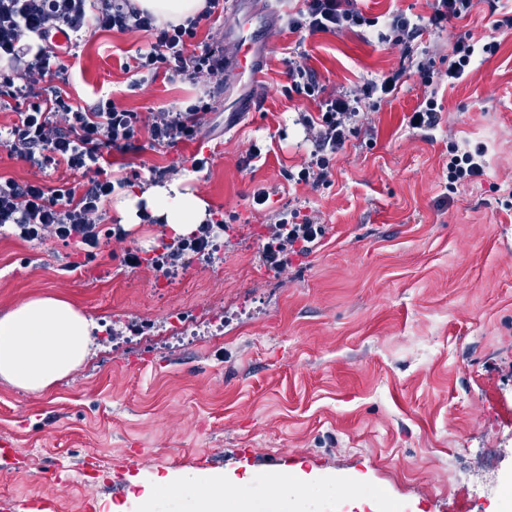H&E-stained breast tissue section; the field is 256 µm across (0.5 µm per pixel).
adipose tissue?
<instances>
[{
	"instance_id": "obj_1",
	"label": "adipose tissue",
	"mask_w": 512,
	"mask_h": 512,
	"mask_svg": "<svg viewBox=\"0 0 512 512\" xmlns=\"http://www.w3.org/2000/svg\"><path fill=\"white\" fill-rule=\"evenodd\" d=\"M122 223H140L141 211L166 224L176 237L193 234L209 217L208 203L183 180L126 195L115 205ZM95 321L65 299L43 295L26 299L0 316V379L32 395L47 393L86 360ZM239 479L220 473L170 472L144 483L134 502L138 512H288L293 491L284 477L270 478L263 502L238 490Z\"/></svg>"
}]
</instances>
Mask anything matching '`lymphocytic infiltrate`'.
Here are the masks:
<instances>
[{
  "mask_svg": "<svg viewBox=\"0 0 512 512\" xmlns=\"http://www.w3.org/2000/svg\"><path fill=\"white\" fill-rule=\"evenodd\" d=\"M219 4L220 0H206L203 10L183 23L161 25L131 0H0V106L12 100L24 103L16 121L0 128V145L38 172L63 165L89 177L80 192L65 182L50 187L37 180L21 183L0 177V228L25 242L58 239L92 258L105 221L102 203L115 190L107 173L111 153L136 151L144 137L157 147L196 139L213 110L212 102L201 98L183 108L158 109L146 119L104 98L91 107L74 105L51 83L63 64L59 55L45 50L44 39L62 32L76 47L90 26L101 31H143L152 42L149 48L137 50L132 65L142 79H154L163 72L220 86L224 83L223 48L208 46L198 52L190 48ZM476 6V0H437L426 18L394 14L378 40L399 48L403 56H413L425 27L438 29L445 22L467 18ZM376 24L358 8L357 0H303L288 27L314 35ZM400 79L396 72L358 90L330 93L313 70L289 57L286 93L316 101L318 111L298 115L314 148L299 171L285 172V179L297 185L327 182L331 160L353 132L367 100L391 94ZM225 230L223 220H213L199 225L192 236L167 243L164 253L153 261L154 270L169 272L170 260L179 256L211 261ZM324 234V225L313 217L290 211L274 225L262 256L273 269L285 270L291 255L310 253Z\"/></svg>",
  "mask_w": 512,
  "mask_h": 512,
  "instance_id": "obj_1",
  "label": "lymphocytic infiltrate"
}]
</instances>
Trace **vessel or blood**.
Returning <instances> with one entry per match:
<instances>
[{
	"mask_svg": "<svg viewBox=\"0 0 512 512\" xmlns=\"http://www.w3.org/2000/svg\"><path fill=\"white\" fill-rule=\"evenodd\" d=\"M265 6L263 14L239 17L230 34L235 45V53L230 57L229 65L242 87L249 89L251 95L247 98H235L225 107L224 126L228 129L238 125L247 113L256 111L267 92L265 73L262 69L267 48L261 41L259 32L267 26L270 17H282L283 11L279 6V0H266Z\"/></svg>",
	"mask_w": 512,
	"mask_h": 512,
	"instance_id": "vessel-or-blood-1",
	"label": "vessel or blood"
}]
</instances>
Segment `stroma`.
<instances>
[{
    "label": "stroma",
    "mask_w": 512,
    "mask_h": 512,
    "mask_svg": "<svg viewBox=\"0 0 512 512\" xmlns=\"http://www.w3.org/2000/svg\"><path fill=\"white\" fill-rule=\"evenodd\" d=\"M491 23L479 0L468 18L424 30L428 51L410 59L372 27L301 37L279 23L259 111L228 130L219 98L202 139L112 153L113 179L140 189L153 169L179 178L196 152L211 156L190 186L229 224L213 262L184 257L168 276L125 267L124 249L151 255L170 240L162 224L125 225L123 243L103 239L88 263L53 239L0 235V314L56 295L98 325L88 360L48 393L0 381V443L16 452L0 465V512H26L40 496L55 512H110L169 471L248 473L253 498L285 475L294 512H348L345 485L392 512H512V30ZM467 32L495 37L498 50L452 84L448 59ZM148 40L88 28L63 60L64 90L143 113L202 96L186 77L134 87L125 65ZM299 40L330 91L404 73L315 187L283 176L312 148L298 112L318 110L284 94ZM420 66L442 106L433 130L408 123L425 96ZM253 141L262 160L239 166ZM454 146L484 148L483 176L449 184ZM262 188L271 199L254 206ZM294 208L326 231L280 274L261 249ZM173 312L186 333L171 331Z\"/></svg>",
    "instance_id": "35a3bbf8"
}]
</instances>
